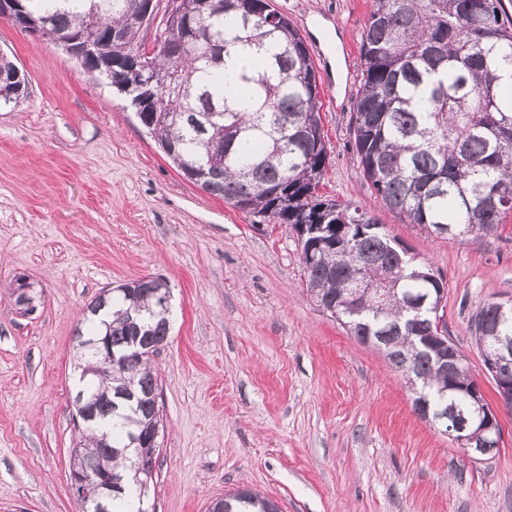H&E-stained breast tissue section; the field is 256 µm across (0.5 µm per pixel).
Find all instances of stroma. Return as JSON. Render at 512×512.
Returning <instances> with one entry per match:
<instances>
[{"mask_svg":"<svg viewBox=\"0 0 512 512\" xmlns=\"http://www.w3.org/2000/svg\"><path fill=\"white\" fill-rule=\"evenodd\" d=\"M372 0H273L326 46L323 193L361 206L447 284L448 334L502 430L496 456L463 451L414 412L401 374L307 298L296 235L186 179L124 95L70 55L0 20V52L28 77L0 107V512H79L74 330L102 290L159 277L173 328L154 358L164 439L155 512H207L242 487L281 512H512V410L470 327L512 300V218L443 239L378 204L350 135ZM33 285L34 312L16 304Z\"/></svg>","mask_w":512,"mask_h":512,"instance_id":"35a3bbf8","label":"stroma"}]
</instances>
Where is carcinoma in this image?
<instances>
[{
	"mask_svg": "<svg viewBox=\"0 0 512 512\" xmlns=\"http://www.w3.org/2000/svg\"><path fill=\"white\" fill-rule=\"evenodd\" d=\"M136 0H26L32 32L83 34L112 54V84L129 81L140 29L129 22ZM165 19L163 40L142 81L161 87L140 123L180 170L203 168L204 192L254 217L290 225L323 224L327 232L298 238L305 291L315 305L338 302L337 320L359 342L383 336V354L412 380L431 410L470 420L467 433L500 447L501 430L484 437L475 421L487 402L471 399L475 381L465 355L448 338L428 355L420 337L438 335L437 313L421 317L408 300L429 298L439 309L443 279L405 255L365 210L318 193L329 153L320 89L308 47L271 0H197ZM502 0H372L361 33L362 79L350 130L361 175L384 207L438 237H485L512 216V21ZM247 51L263 60L243 68L237 98L225 83L224 57ZM383 289L385 298L355 291ZM165 281L146 277L106 289L87 307L78 335L105 337L115 361L77 356L79 390L94 400L95 423L84 427L72 456L90 471L112 472L122 492L108 512H141L154 487V468L139 471L128 445L162 425L152 357L168 344L170 314L157 307ZM488 303L472 318L476 346L490 345ZM453 358L444 377L438 356ZM213 512H279L250 488L224 496Z\"/></svg>",
	"mask_w": 512,
	"mask_h": 512,
	"instance_id": "obj_1",
	"label": "carcinoma"
}]
</instances>
